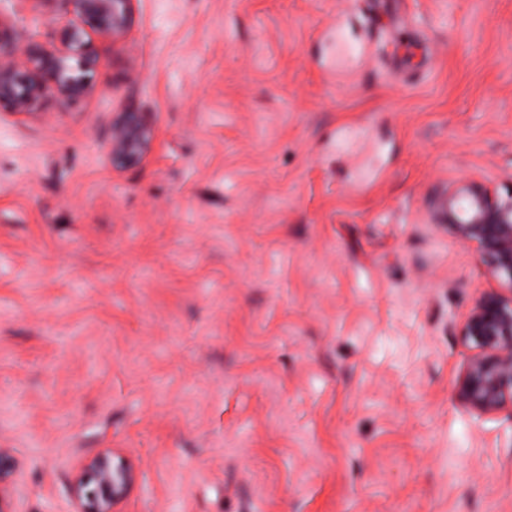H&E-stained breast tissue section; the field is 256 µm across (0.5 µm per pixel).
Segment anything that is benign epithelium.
<instances>
[{"instance_id":"7a95c632","label":"benign epithelium","mask_w":512,"mask_h":512,"mask_svg":"<svg viewBox=\"0 0 512 512\" xmlns=\"http://www.w3.org/2000/svg\"><path fill=\"white\" fill-rule=\"evenodd\" d=\"M72 14L57 42L46 46L24 36L16 8L0 7V117L40 118L54 99L76 101L93 91L95 62L86 29L115 36L129 26L134 0H63ZM152 128L144 112H122L112 124L108 155L122 166L139 164L149 152ZM433 224H446L460 240L490 259L492 273L512 283V194L504 197L475 178L456 179L429 203ZM463 336L475 348L460 395L478 416L512 407V295L489 293L470 310ZM19 466L0 450V512H8L9 481ZM75 484L74 512H113L132 483L125 460L98 454Z\"/></svg>"}]
</instances>
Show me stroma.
Instances as JSON below:
<instances>
[{"label": "stroma", "mask_w": 512, "mask_h": 512, "mask_svg": "<svg viewBox=\"0 0 512 512\" xmlns=\"http://www.w3.org/2000/svg\"><path fill=\"white\" fill-rule=\"evenodd\" d=\"M92 42L90 95L0 123L12 512L105 451L115 512H512V411L458 397L511 285L425 205L512 192V0H136ZM152 137L146 113L121 112L112 124L107 153L119 165H138L149 152Z\"/></svg>", "instance_id": "stroma-1"}]
</instances>
